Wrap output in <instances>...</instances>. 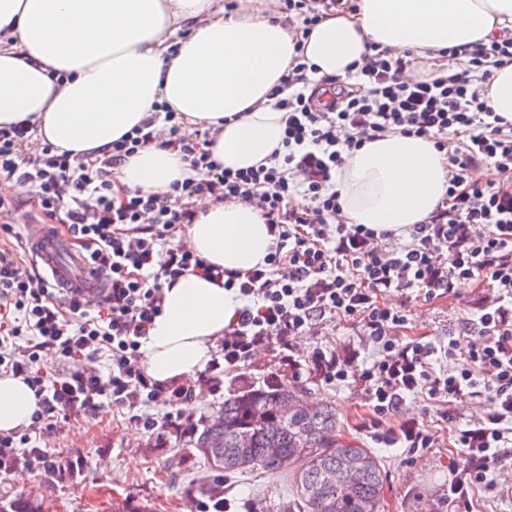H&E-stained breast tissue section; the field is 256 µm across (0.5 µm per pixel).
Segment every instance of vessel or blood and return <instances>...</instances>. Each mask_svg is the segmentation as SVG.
Returning a JSON list of instances; mask_svg holds the SVG:
<instances>
[{"label":"vessel or blood","mask_w":512,"mask_h":512,"mask_svg":"<svg viewBox=\"0 0 512 512\" xmlns=\"http://www.w3.org/2000/svg\"><path fill=\"white\" fill-rule=\"evenodd\" d=\"M26 234L33 260L55 287L79 288L86 298L98 300L102 278L93 273L84 255L73 251L64 238L35 221H28Z\"/></svg>","instance_id":"b4317fda"}]
</instances>
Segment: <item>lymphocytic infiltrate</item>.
Wrapping results in <instances>:
<instances>
[{"instance_id":"lymphocytic-infiltrate-1","label":"lymphocytic infiltrate","mask_w":512,"mask_h":512,"mask_svg":"<svg viewBox=\"0 0 512 512\" xmlns=\"http://www.w3.org/2000/svg\"><path fill=\"white\" fill-rule=\"evenodd\" d=\"M448 70L410 71L411 53L394 55L370 43L349 80L311 83L299 62L272 91L282 114L283 148L268 163L232 169L207 149L208 132L187 138L182 113L158 103L153 115L112 145L103 159L85 161L49 143H35L33 127L0 128V183L31 194L46 224L57 225L83 247L103 275L106 292L96 306L40 275L24 276L19 246H0V375L23 378L40 397L37 418L95 415L107 395L116 408L140 399H163L169 421L183 428L179 406L191 389L162 388L137 365L143 339L161 308L164 284L186 273L223 283L246 304L224 330L221 360L212 379L229 374L258 352L277 346L296 365V336L336 317L361 328L375 353L360 361L326 345L304 363L330 386L350 385L365 398L360 427L381 430L386 443L416 455L437 437L419 418L403 415L407 395L423 394L453 424L463 467L448 483V504L473 512L476 493L512 498L511 483L489 475L512 469V121L488 106L486 82L493 68L512 63V37L459 53L448 51ZM401 133L425 137L448 158V190L441 207L405 236L362 224H343L336 173L347 151L369 140ZM159 146L182 154L191 177L169 192L135 188L115 197V174L139 150ZM257 203L274 237L264 266L227 270L192 250L170 246L195 223V203ZM475 281L478 319L465 321L444 349L450 365L432 368L435 345L403 341L407 317L388 297L415 293L427 301ZM469 339L460 347L459 336ZM108 354L109 376L71 370L80 358ZM58 358V368L47 365ZM491 400L487 416L455 425L453 406Z\"/></svg>"}]
</instances>
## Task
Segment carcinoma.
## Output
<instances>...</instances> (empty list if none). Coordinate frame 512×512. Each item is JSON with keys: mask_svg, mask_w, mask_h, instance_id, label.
<instances>
[{"mask_svg": "<svg viewBox=\"0 0 512 512\" xmlns=\"http://www.w3.org/2000/svg\"><path fill=\"white\" fill-rule=\"evenodd\" d=\"M301 382L284 387L246 383L220 407L221 421L206 419L194 427L185 447L201 459L206 475L196 495L207 501L224 496V478L260 470L292 473L291 498L284 512H381L383 474L374 451L346 441L338 433L336 409L306 403ZM299 403L293 414L283 408ZM278 454L267 452L270 446ZM357 465L354 477L346 467ZM0 512H41L37 500L0 501Z\"/></svg>", "mask_w": 512, "mask_h": 512, "instance_id": "1", "label": "carcinoma"}]
</instances>
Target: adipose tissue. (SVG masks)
<instances>
[{
  "label": "adipose tissue",
  "instance_id": "ef3b65f1",
  "mask_svg": "<svg viewBox=\"0 0 512 512\" xmlns=\"http://www.w3.org/2000/svg\"><path fill=\"white\" fill-rule=\"evenodd\" d=\"M510 24L512 0H357L354 11L324 12L307 34L269 15L225 14L216 0H0V127L29 121L55 147L95 159L165 102L187 129L215 128L208 149L220 164L247 168L281 145L270 92L293 67L296 43L318 81L346 76L372 42L438 67L448 49L490 43ZM190 174L180 154L150 147L117 181L163 193ZM447 186L443 153L400 133L346 154L336 183L347 223L397 234L427 221ZM186 235L208 263L240 271L262 264L273 244L258 211L233 200L203 204ZM240 306L195 273L164 287L139 349L144 374L162 385L193 379ZM40 409L23 379L0 378V433L29 426Z\"/></svg>",
  "mask_w": 512,
  "mask_h": 512
}]
</instances>
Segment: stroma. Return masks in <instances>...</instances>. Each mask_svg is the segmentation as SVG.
<instances>
[{"label": "stroma", "mask_w": 512, "mask_h": 512, "mask_svg": "<svg viewBox=\"0 0 512 512\" xmlns=\"http://www.w3.org/2000/svg\"><path fill=\"white\" fill-rule=\"evenodd\" d=\"M476 295L477 287L470 282L431 302L394 297L390 304L406 310L405 336L444 342L449 332L470 318ZM319 344L339 350L353 347L359 349L361 359L369 357L358 328L338 319L297 337L295 350L303 355ZM296 375L274 349H265L251 363L224 376L220 390L205 385L195 391L196 403L183 417L199 422L233 394L241 381L262 384L275 378L285 383ZM297 376L310 388L311 403L327 401L335 406L344 438L378 453L384 475L382 512H448V473L462 466V451L454 447L446 426L427 412L422 397L407 399L406 406L432 425L438 445L408 464L402 449L358 429L367 408L357 389L329 387L305 372ZM169 412L161 400L141 401L134 409L119 411L107 402L93 420L75 414L49 430L32 424L16 431L15 459L11 467L0 470V493L11 499H39L44 512H213L211 502L193 494L203 467L190 449L181 447L179 433H167L160 440L129 420L135 413L162 426ZM32 448L52 454L55 468L45 469L32 461L28 454ZM290 489L287 473H242L225 481L224 497L231 512H280Z\"/></svg>", "instance_id": "obj_1"}]
</instances>
